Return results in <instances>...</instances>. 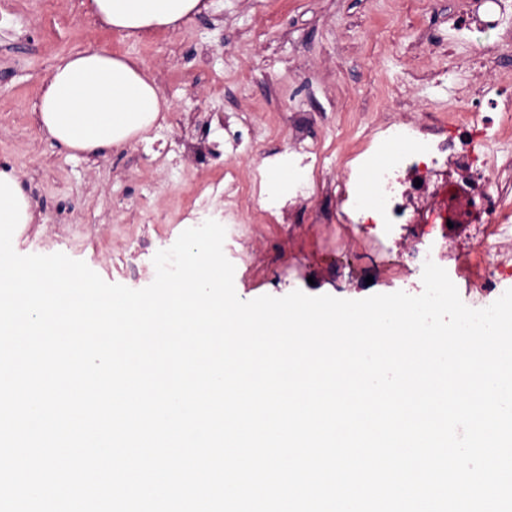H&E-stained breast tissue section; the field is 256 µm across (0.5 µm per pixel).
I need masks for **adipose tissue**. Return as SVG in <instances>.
I'll return each instance as SVG.
<instances>
[{
  "label": "adipose tissue",
  "mask_w": 512,
  "mask_h": 512,
  "mask_svg": "<svg viewBox=\"0 0 512 512\" xmlns=\"http://www.w3.org/2000/svg\"><path fill=\"white\" fill-rule=\"evenodd\" d=\"M209 7V0H89L104 26L129 35L177 27ZM164 112L155 84L138 62L99 49L60 58L36 106L48 140L90 156L132 144L163 120Z\"/></svg>",
  "instance_id": "ef3b65f1"
}]
</instances>
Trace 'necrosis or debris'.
<instances>
[{
  "label": "necrosis or debris",
  "mask_w": 512,
  "mask_h": 512,
  "mask_svg": "<svg viewBox=\"0 0 512 512\" xmlns=\"http://www.w3.org/2000/svg\"><path fill=\"white\" fill-rule=\"evenodd\" d=\"M512 125V100L473 102L471 116L458 125L455 134L427 136L425 127L397 121H377L366 131L367 137L385 133L391 138H409V152L395 156L383 168L368 171L363 161H355L328 180L325 190L336 207L335 214L325 215L324 223L360 224L370 222L376 236H385L395 224L473 223L476 239V262L480 271L473 286L479 292L493 290L505 278L498 251L499 238L512 220V201L500 193L497 175L512 169V158L499 159L497 153L480 137L481 130ZM224 150L228 162L224 176L211 183L210 193L194 198L178 214L177 223L201 224L212 219L225 226L245 223L238 208L239 199L261 201L264 215L276 211L278 201L265 192L263 168H254L248 180H241L235 166L238 158L252 152L232 131L224 133ZM455 164L460 182L446 187L438 178L448 164ZM327 156L314 146L303 143L296 150L290 166L296 172L291 185L301 200L312 199L315 190L310 175L324 170ZM442 197L443 205L421 216L410 214L408 202L414 195Z\"/></svg>",
  "instance_id": "necrosis-or-debris-1"
}]
</instances>
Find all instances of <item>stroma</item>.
Listing matches in <instances>:
<instances>
[{
    "mask_svg": "<svg viewBox=\"0 0 512 512\" xmlns=\"http://www.w3.org/2000/svg\"><path fill=\"white\" fill-rule=\"evenodd\" d=\"M43 2L0 0V164L14 168L38 217L18 232L15 250L61 252L132 289L154 281V255L183 230L169 213L223 175L226 157L212 146L225 127L256 145L239 163L244 176L299 138L338 162L362 146L382 109L415 122L470 99L483 82L478 61L497 38L453 28L471 0H211L176 29L137 37L103 26L87 0H55L49 12ZM87 49L137 60L171 105L144 139L91 160L52 145L35 117L56 60ZM327 205L318 195L291 206L286 223L243 225L232 258L240 299L416 294L420 281L399 248L357 224L350 242L337 244L331 225L315 221ZM432 231L448 239L465 305L485 308L512 289L511 278L472 292L471 225Z\"/></svg>",
    "mask_w": 512,
    "mask_h": 512,
    "instance_id": "obj_1",
    "label": "stroma"
}]
</instances>
